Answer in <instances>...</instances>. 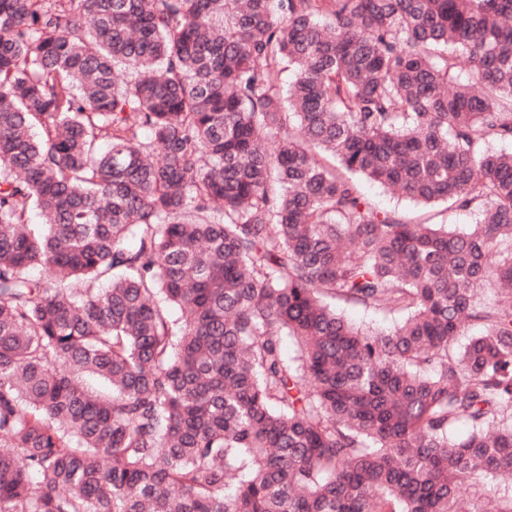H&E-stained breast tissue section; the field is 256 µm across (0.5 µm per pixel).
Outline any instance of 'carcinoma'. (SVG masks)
I'll return each mask as SVG.
<instances>
[{
	"mask_svg": "<svg viewBox=\"0 0 512 512\" xmlns=\"http://www.w3.org/2000/svg\"><path fill=\"white\" fill-rule=\"evenodd\" d=\"M271 2L0 0V512H512V0ZM362 191L370 202L382 211L409 212L415 210L414 204L408 198L392 195L377 183L362 181ZM337 306L345 318L357 326L389 330L396 322L391 316L361 306L344 303H339Z\"/></svg>",
	"mask_w": 512,
	"mask_h": 512,
	"instance_id": "obj_1",
	"label": "carcinoma"
}]
</instances>
